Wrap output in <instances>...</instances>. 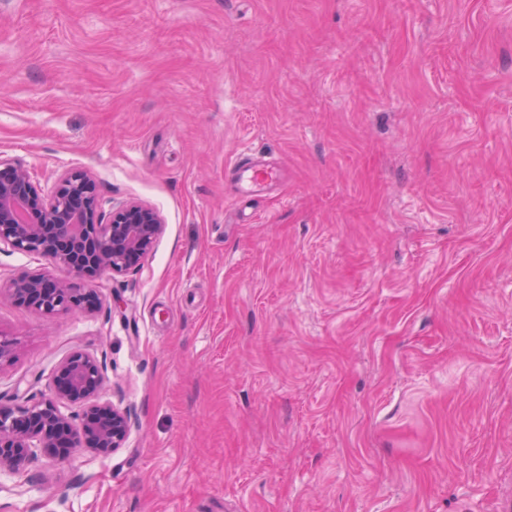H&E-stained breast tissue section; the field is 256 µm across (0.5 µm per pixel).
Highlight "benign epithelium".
Returning <instances> with one entry per match:
<instances>
[{
	"mask_svg": "<svg viewBox=\"0 0 512 512\" xmlns=\"http://www.w3.org/2000/svg\"><path fill=\"white\" fill-rule=\"evenodd\" d=\"M100 211L90 172L70 171L45 191L22 164L0 159V250L36 254L67 273L65 279L22 275L10 282L8 296L45 314L78 312L96 297L99 277L138 269L164 233L161 214L129 202L104 223ZM104 384L98 361L73 351L57 365L48 397L0 405V470L20 471L37 448L66 458L76 449L108 453L123 447L129 416L99 401ZM71 405L81 408L79 418L66 412Z\"/></svg>",
	"mask_w": 512,
	"mask_h": 512,
	"instance_id": "1",
	"label": "benign epithelium"
}]
</instances>
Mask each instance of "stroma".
Segmentation results:
<instances>
[{
	"label": "stroma",
	"mask_w": 512,
	"mask_h": 512,
	"mask_svg": "<svg viewBox=\"0 0 512 512\" xmlns=\"http://www.w3.org/2000/svg\"><path fill=\"white\" fill-rule=\"evenodd\" d=\"M0 158L165 223L91 308L0 295L1 405L79 350L130 417L0 472L5 512L512 500V0H0Z\"/></svg>",
	"instance_id": "stroma-1"
}]
</instances>
